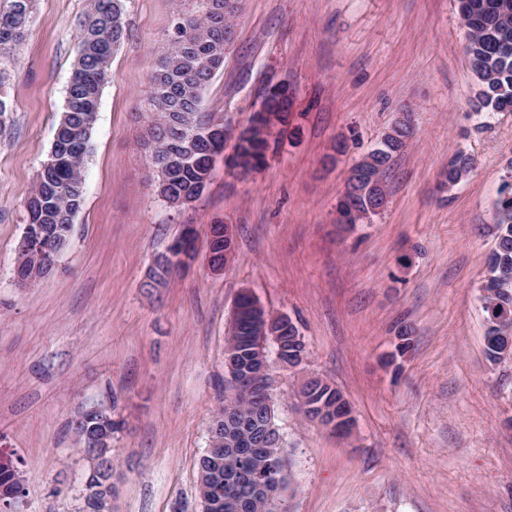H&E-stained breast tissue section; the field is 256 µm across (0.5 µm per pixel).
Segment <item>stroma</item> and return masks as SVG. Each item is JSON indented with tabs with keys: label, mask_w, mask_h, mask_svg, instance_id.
Returning <instances> with one entry per match:
<instances>
[{
	"label": "stroma",
	"mask_w": 512,
	"mask_h": 512,
	"mask_svg": "<svg viewBox=\"0 0 512 512\" xmlns=\"http://www.w3.org/2000/svg\"><path fill=\"white\" fill-rule=\"evenodd\" d=\"M92 4L32 0L31 27L0 62V440L26 478L17 512H77L87 463L71 420L83 403L123 423L112 512H201L198 459L224 400L225 336L244 288L306 340L300 366L271 371L287 512H512V363L485 355L479 291L512 169V112L484 127L473 113L455 0H242L205 106L238 131L284 83L288 124L265 168L241 180L216 160L184 207L157 195L142 144L155 118L148 77L176 8L193 4L125 0L127 36L101 92L71 244L56 272L18 288L26 201ZM403 109L415 132L387 172L385 211L340 233L349 168ZM459 149L476 167L441 188ZM187 224L202 241L210 225H230L232 262L213 272L200 254L145 287ZM403 322L414 336L400 354ZM313 375L349 401L350 439L298 410L294 393Z\"/></svg>",
	"instance_id": "35a3bbf8"
}]
</instances>
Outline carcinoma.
Here are the masks:
<instances>
[{
	"mask_svg": "<svg viewBox=\"0 0 512 512\" xmlns=\"http://www.w3.org/2000/svg\"><path fill=\"white\" fill-rule=\"evenodd\" d=\"M194 0L196 9L177 10L169 29L157 68L148 78L149 109L161 114L149 136L155 143L156 158L172 162L165 170L169 195L195 192L203 176L210 173L209 156L224 149V137L206 139L198 131L206 112L207 87L224 66L225 51L234 28L215 20L217 2ZM458 14L465 28L464 52L477 79L472 110L487 125L497 113L512 110V0H457ZM31 19V0H8L0 10V62L14 55ZM90 39L78 54L70 82L59 135L42 164L40 180L26 206V227L74 221L84 204V168L91 147V132L102 87L109 78L112 55L126 36L124 0H96L95 11L87 17ZM411 133L396 131L383 137L369 152L379 176L386 175L392 158L402 151ZM267 139L243 138L234 146L237 155L260 167L269 151ZM472 158L462 151L448 161V182L456 185L471 172ZM494 248L487 258L495 288L493 299L512 304V192L496 204ZM236 481L224 486V445L206 451L198 462V493L210 496V512H225L224 492L244 487L256 471L249 461L232 463Z\"/></svg>",
	"mask_w": 512,
	"mask_h": 512,
	"instance_id": "cac0c4a2",
	"label": "carcinoma"
}]
</instances>
